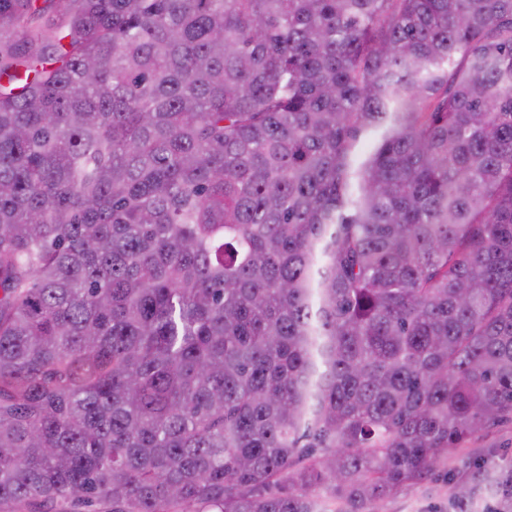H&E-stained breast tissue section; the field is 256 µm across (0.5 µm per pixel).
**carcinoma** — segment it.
I'll list each match as a JSON object with an SVG mask.
<instances>
[{"label": "carcinoma", "mask_w": 512, "mask_h": 512, "mask_svg": "<svg viewBox=\"0 0 512 512\" xmlns=\"http://www.w3.org/2000/svg\"><path fill=\"white\" fill-rule=\"evenodd\" d=\"M506 419L512 0H0V512H370Z\"/></svg>", "instance_id": "obj_1"}]
</instances>
